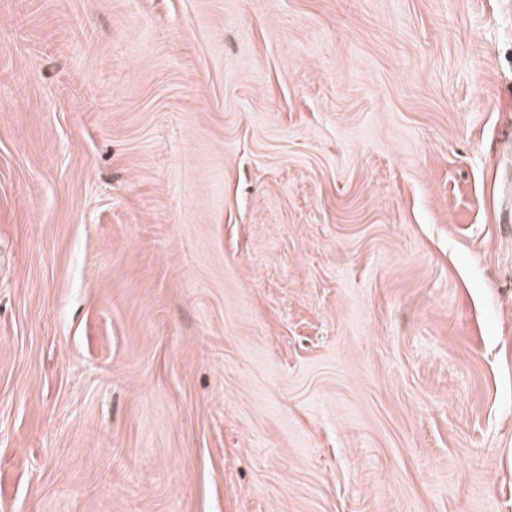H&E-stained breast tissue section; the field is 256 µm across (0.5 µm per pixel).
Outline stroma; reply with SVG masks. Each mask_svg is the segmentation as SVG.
Segmentation results:
<instances>
[{"mask_svg": "<svg viewBox=\"0 0 512 512\" xmlns=\"http://www.w3.org/2000/svg\"><path fill=\"white\" fill-rule=\"evenodd\" d=\"M512 0H0V512H512Z\"/></svg>", "mask_w": 512, "mask_h": 512, "instance_id": "35a3bbf8", "label": "stroma"}]
</instances>
